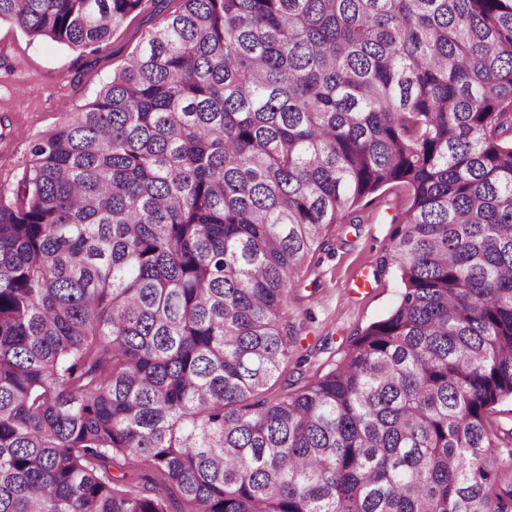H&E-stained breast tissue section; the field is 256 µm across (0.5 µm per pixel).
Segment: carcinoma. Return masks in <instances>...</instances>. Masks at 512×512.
I'll return each instance as SVG.
<instances>
[{"label":"carcinoma","instance_id":"1","mask_svg":"<svg viewBox=\"0 0 512 512\" xmlns=\"http://www.w3.org/2000/svg\"><path fill=\"white\" fill-rule=\"evenodd\" d=\"M181 2L0 189V512H512V0ZM143 7L0 22L96 52ZM395 185L397 305L267 399L306 258Z\"/></svg>","mask_w":512,"mask_h":512}]
</instances>
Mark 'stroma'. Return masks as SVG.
Masks as SVG:
<instances>
[{"instance_id":"obj_1","label":"stroma","mask_w":512,"mask_h":512,"mask_svg":"<svg viewBox=\"0 0 512 512\" xmlns=\"http://www.w3.org/2000/svg\"><path fill=\"white\" fill-rule=\"evenodd\" d=\"M180 6L181 0H146L93 53L0 24V188H17L32 142L93 99L144 33ZM405 206L404 190L387 188L333 226L310 254L288 292L286 317L294 333L269 398L328 371L351 338L397 304L400 279L382 261L393 250L391 218Z\"/></svg>"}]
</instances>
